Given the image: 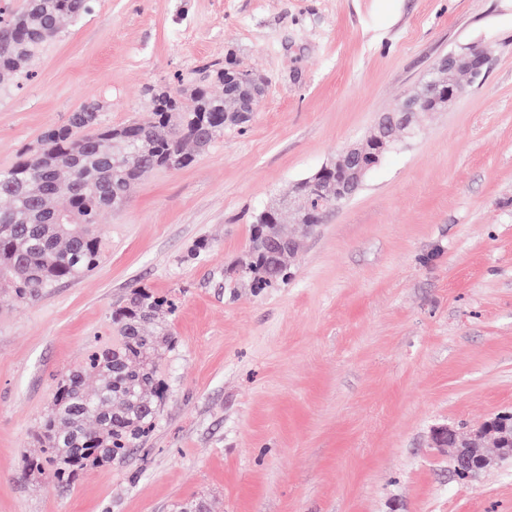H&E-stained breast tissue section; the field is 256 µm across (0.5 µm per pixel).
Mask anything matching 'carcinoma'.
<instances>
[{
	"instance_id": "carcinoma-1",
	"label": "carcinoma",
	"mask_w": 512,
	"mask_h": 512,
	"mask_svg": "<svg viewBox=\"0 0 512 512\" xmlns=\"http://www.w3.org/2000/svg\"><path fill=\"white\" fill-rule=\"evenodd\" d=\"M91 10L89 0H28L24 10L0 20V31L15 42L13 55L0 56V82L33 63L61 33L63 20ZM231 66L214 67L174 91L149 88L145 113L120 128L106 122L96 103L93 114L78 109L26 147L16 166L1 170L0 196L9 206L0 209V288L29 303L95 269L103 255L94 232L100 214L119 207L147 173L190 165L224 134V96L212 86L223 83ZM39 212H53L61 222L37 224ZM286 239L275 224H253L240 269L253 287L272 288L290 277ZM167 306L165 297L136 287L112 310L117 336L58 379L38 433L48 457L26 459L27 474L49 466L55 480L70 484L84 470L121 463L140 447L166 393L158 362L169 341L153 325ZM90 378L97 382L92 392Z\"/></svg>"
}]
</instances>
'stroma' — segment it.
I'll use <instances>...</instances> for the list:
<instances>
[{
    "instance_id": "stroma-1",
    "label": "stroma",
    "mask_w": 512,
    "mask_h": 512,
    "mask_svg": "<svg viewBox=\"0 0 512 512\" xmlns=\"http://www.w3.org/2000/svg\"><path fill=\"white\" fill-rule=\"evenodd\" d=\"M477 41L482 83L420 115L286 284L239 278L258 209ZM228 58L265 80L244 131L136 182L87 276L0 289V512H512V464L462 481L430 442L512 412V0H95L0 88V169L85 103L121 126L146 87ZM134 287L174 305L154 430L71 484L26 476L58 378Z\"/></svg>"
}]
</instances>
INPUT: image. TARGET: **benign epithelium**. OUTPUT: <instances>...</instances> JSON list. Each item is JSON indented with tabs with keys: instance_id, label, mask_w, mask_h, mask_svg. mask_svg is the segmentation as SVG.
Masks as SVG:
<instances>
[{
	"instance_id": "obj_1",
	"label": "benign epithelium",
	"mask_w": 512,
	"mask_h": 512,
	"mask_svg": "<svg viewBox=\"0 0 512 512\" xmlns=\"http://www.w3.org/2000/svg\"><path fill=\"white\" fill-rule=\"evenodd\" d=\"M493 49L473 42L443 56L422 82L382 113L374 126L358 143L344 148L336 160L315 171L297 184L298 193L281 197L267 206L263 222L271 224L286 209L302 210L301 194H312L330 205L353 198L367 175L382 159L397 149L395 132L411 131L422 112H446L466 93L467 87L481 84L490 67ZM264 96L263 84L252 74L238 69L224 70V98L239 106L224 111V123L242 124L250 120ZM506 429V423L489 420L476 430H463L452 425L433 428L431 442L440 450L451 448L454 469L468 477L488 470L504 460H512V448H499L488 455L479 441L490 436V430Z\"/></svg>"
}]
</instances>
